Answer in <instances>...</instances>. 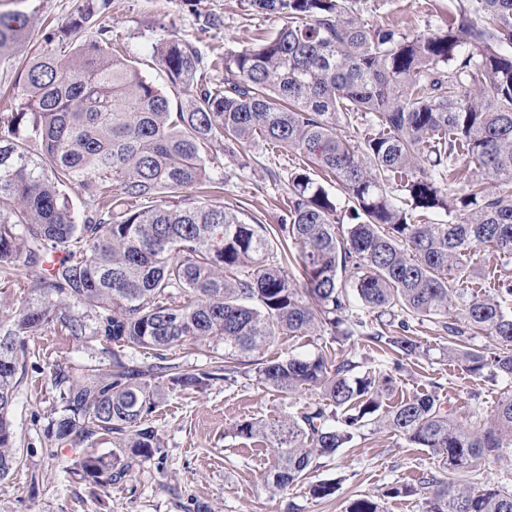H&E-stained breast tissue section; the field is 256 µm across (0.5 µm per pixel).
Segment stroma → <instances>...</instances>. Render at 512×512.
Listing matches in <instances>:
<instances>
[{
	"mask_svg": "<svg viewBox=\"0 0 512 512\" xmlns=\"http://www.w3.org/2000/svg\"><path fill=\"white\" fill-rule=\"evenodd\" d=\"M470 0H357L362 18L371 25L393 26L414 36L446 27ZM87 0H0V11L20 10L30 19L31 39L0 56V117L20 109L17 73L33 50L59 52L66 28L85 9ZM220 25L205 24L206 15ZM99 23L112 34V44L124 58L159 88H167L166 74L150 58L161 39L178 38L199 46L210 65L205 81L224 79L219 56L252 47L258 38L277 31L282 21L258 13L250 0H111ZM222 165L217 172L222 189L208 201L236 211L249 224L278 223L288 191V173L307 159L296 150L281 155L262 140L231 148H217ZM35 276L24 267L0 270V322H8L31 293ZM422 352L397 357L360 338L333 341L329 335L282 336L263 349L260 359L290 354L310 355L332 347L353 356L363 370H379L394 378L392 400L430 394L451 402L461 419H468L478 393L483 410H491L502 392L512 388L505 378L475 381L449 361L446 333L427 322L414 328ZM223 342H186L168 351L167 363L180 372L211 371ZM25 373L17 389L13 425L16 446L26 464L0 481V512H345L359 496L381 499L386 512H424V494L389 496L390 488L414 484L425 474H441L443 467L428 449L415 448L389 430L362 427L335 456L321 459L308 483L283 492L268 489L262 475L274 463L272 452L258 439L235 432L237 423L274 421L296 414L317 402L318 392L288 396L263 386L252 376L215 379L190 388L166 389L148 420L160 441L155 457L136 462L127 476L112 487L96 486L73 469L74 461L92 453L107 455L111 443L74 446L51 438L48 424L59 410L56 373L78 378L106 371L111 351L97 341H78L60 330H45L27 338ZM334 483L328 499L312 498L309 483Z\"/></svg>",
	"mask_w": 512,
	"mask_h": 512,
	"instance_id": "1",
	"label": "stroma"
}]
</instances>
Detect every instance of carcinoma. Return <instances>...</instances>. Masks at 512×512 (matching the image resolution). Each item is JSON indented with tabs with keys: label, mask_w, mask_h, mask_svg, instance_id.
Returning <instances> with one entry per match:
<instances>
[{
	"label": "carcinoma",
	"mask_w": 512,
	"mask_h": 512,
	"mask_svg": "<svg viewBox=\"0 0 512 512\" xmlns=\"http://www.w3.org/2000/svg\"><path fill=\"white\" fill-rule=\"evenodd\" d=\"M251 4L286 23L258 46L224 55L219 84L203 82L204 57L188 41L154 46L167 91L112 54L106 30L93 29L110 0H88L69 31L74 55L41 52L20 72L22 107L0 124V268L22 264L36 288L0 324V480L24 465L12 412L26 339L49 328L161 359L187 340L222 341L216 370L228 379L276 338L316 331L416 355L410 323L428 321L448 334V360L467 375L512 380V313L501 307L512 284L481 296L471 268L482 247L512 261V193L487 186H512V0H472L446 28L413 37L368 24L356 0ZM28 36L24 13L0 12V55ZM183 96L188 105L174 104ZM342 126L353 134L338 135ZM258 138L331 175L347 201L346 230L336 196L308 167L289 173L274 227L185 195L211 180L216 145ZM464 159L481 177L451 195L447 178L466 171ZM69 185L91 203L81 217ZM178 194L182 203L168 204ZM142 201L152 206L137 209ZM436 213L448 220H417ZM56 251L63 260L45 267ZM482 336L492 344L476 343ZM251 364L265 386L322 396L282 421L236 424L235 434L270 445L275 463L264 481L272 490L300 483L316 459L372 423L429 449L448 470L417 488L393 487V496L422 488L426 512H512V490L453 478L512 450V391L488 414L473 408L465 423L428 394L383 409L392 379L359 373L352 357L321 351ZM165 376L190 387L215 374L143 367L117 353L102 373H56V440L115 438L124 449L122 458H81L85 477L106 488L160 452L146 421ZM346 512L385 510L365 496Z\"/></svg>",
	"instance_id": "cac0c4a2"
}]
</instances>
